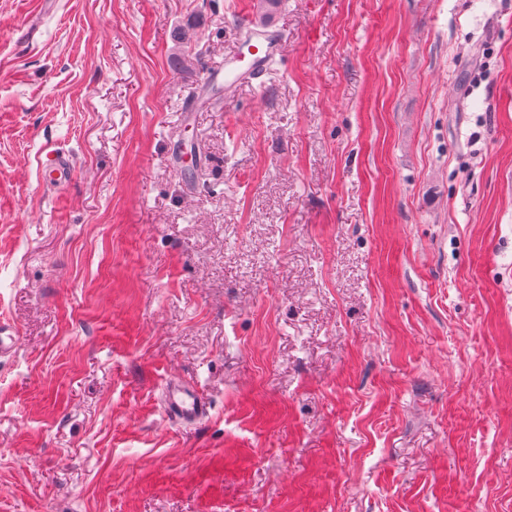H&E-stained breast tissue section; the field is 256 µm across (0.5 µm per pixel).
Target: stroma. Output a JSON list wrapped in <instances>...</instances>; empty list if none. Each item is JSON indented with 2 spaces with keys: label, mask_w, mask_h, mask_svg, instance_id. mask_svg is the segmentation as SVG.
<instances>
[{
  "label": "stroma",
  "mask_w": 512,
  "mask_h": 512,
  "mask_svg": "<svg viewBox=\"0 0 512 512\" xmlns=\"http://www.w3.org/2000/svg\"><path fill=\"white\" fill-rule=\"evenodd\" d=\"M263 9L0 0V512H512V0ZM253 34L248 46L230 56L224 67L207 70L203 85L223 84L224 89L260 80L283 55L286 39L273 26L250 24ZM163 401L166 412L181 423L194 424L209 415L207 401L195 389L182 382L166 385Z\"/></svg>",
  "instance_id": "obj_1"
}]
</instances>
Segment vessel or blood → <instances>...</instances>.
Returning <instances> with one entry per match:
<instances>
[{"label": "vessel or blood", "mask_w": 512, "mask_h": 512, "mask_svg": "<svg viewBox=\"0 0 512 512\" xmlns=\"http://www.w3.org/2000/svg\"><path fill=\"white\" fill-rule=\"evenodd\" d=\"M285 39L279 29L253 26L247 47L230 56L223 67L206 71L205 84H223L231 88L260 80L282 56ZM166 412L176 421L194 424L208 417L207 401L192 387L175 382L163 392Z\"/></svg>", "instance_id": "vessel-or-blood-1"}]
</instances>
